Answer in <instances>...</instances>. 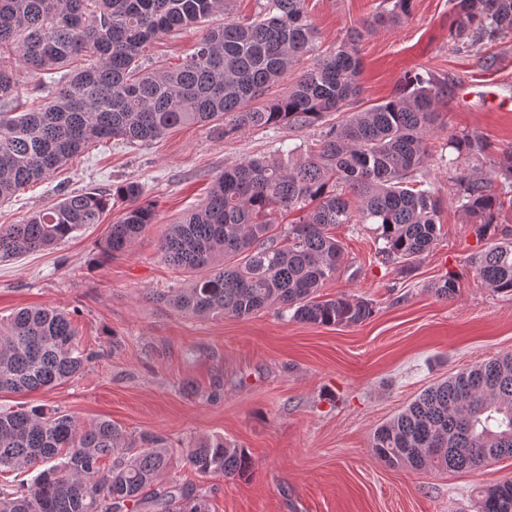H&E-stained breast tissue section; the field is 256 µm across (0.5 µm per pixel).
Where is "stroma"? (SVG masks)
<instances>
[{
	"instance_id": "35a3bbf8",
	"label": "stroma",
	"mask_w": 512,
	"mask_h": 512,
	"mask_svg": "<svg viewBox=\"0 0 512 512\" xmlns=\"http://www.w3.org/2000/svg\"><path fill=\"white\" fill-rule=\"evenodd\" d=\"M382 0H305L324 54L376 12ZM450 0H412L401 24L364 34L361 105L390 97L404 74L444 79V126L429 142L425 172L440 194L449 173L438 161L450 136L474 132L492 151L512 147V38L469 46L450 37ZM200 31L156 38L148 65L168 69L192 53ZM319 127L246 130L185 125L143 145H90L45 180L0 202V224L23 222L62 194L141 183L157 222L125 252L99 244L122 211L54 249L0 262V319L30 306L69 312L93 359L48 391L0 394V408L42 405L77 420L107 419L129 438L162 435L177 460L171 479L190 482L210 512H480L485 487L512 479V457L455 473L391 467L374 456V431L427 387L477 362L512 352V295L493 292L469 263L488 244L455 205L445 204L439 240L411 267L375 253L367 224L332 233L344 263L324 295L374 307L367 321L325 327L271 308L248 318L192 317L158 305L155 292L183 276L160 257L157 239L203 203L225 168L311 142ZM455 276L452 298L435 288ZM221 436L254 462L243 478L202 477L183 458L195 440Z\"/></svg>"
}]
</instances>
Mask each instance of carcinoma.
Masks as SVG:
<instances>
[{
    "instance_id": "carcinoma-1",
    "label": "carcinoma",
    "mask_w": 512,
    "mask_h": 512,
    "mask_svg": "<svg viewBox=\"0 0 512 512\" xmlns=\"http://www.w3.org/2000/svg\"><path fill=\"white\" fill-rule=\"evenodd\" d=\"M304 2L266 0L249 18L208 26L182 65L151 72L145 66L151 40L203 25L224 0H0V51L15 54L26 71L49 76L48 102L15 112L19 77L0 63V200L95 142L148 143L179 126L221 123L229 138L271 126L308 128L346 112L303 148L224 169L205 202L159 238L161 258L190 285L160 292L156 301L202 317L246 318L277 306L314 325L368 320L370 302L321 293L344 259L330 228L373 224L380 252L407 264L435 244L443 199L422 171L448 85L410 72L392 97L352 109L361 73L355 42L411 12L412 0H392L302 71L287 94L268 97L313 48L317 30ZM451 2V37L478 44L512 37V0ZM448 147L455 152L448 160L452 200L484 234L512 207V195L492 192L486 175L467 164L488 153L485 140L460 133ZM493 174L512 188L511 148L497 153ZM142 196L141 183L127 180L110 194H66L22 224L0 225V260L56 247L100 223L116 198L126 207L108 225L100 250L122 252L155 223L154 207ZM291 211L298 219L274 232V215ZM471 267L492 291L512 295V236L495 238ZM88 360L65 311L23 307L0 323V393L51 389L79 375ZM372 451L392 467L448 472L512 457V354L426 389L375 430ZM173 460L157 434L131 441L109 420L82 424L40 405L1 409L0 474L43 470L17 489L0 484V512H139L147 498L156 512H209L193 484L162 482ZM185 461L202 477H244L254 468L246 449L222 437L199 440ZM481 512H512L511 479L484 491Z\"/></svg>"
}]
</instances>
